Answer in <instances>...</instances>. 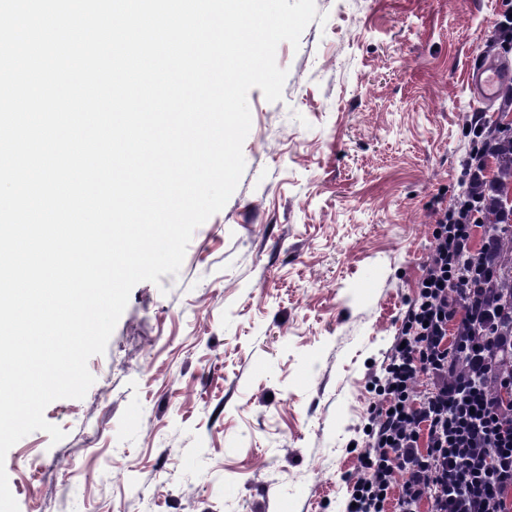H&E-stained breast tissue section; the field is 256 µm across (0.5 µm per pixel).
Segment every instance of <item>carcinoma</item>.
<instances>
[{"mask_svg": "<svg viewBox=\"0 0 512 512\" xmlns=\"http://www.w3.org/2000/svg\"><path fill=\"white\" fill-rule=\"evenodd\" d=\"M504 125L494 124L485 138L489 144L487 155L494 160V179L482 188L479 203L481 223L486 230L497 231L500 224L512 225V138L504 135ZM500 266L490 282L503 300L512 302V231L499 235Z\"/></svg>", "mask_w": 512, "mask_h": 512, "instance_id": "carcinoma-1", "label": "carcinoma"}]
</instances>
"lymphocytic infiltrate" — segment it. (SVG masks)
<instances>
[{"mask_svg": "<svg viewBox=\"0 0 512 512\" xmlns=\"http://www.w3.org/2000/svg\"><path fill=\"white\" fill-rule=\"evenodd\" d=\"M486 123L467 128L469 155L451 205L433 208L432 248L396 342L375 382L344 512H512L511 309L488 280L495 235L471 247L484 175Z\"/></svg>", "mask_w": 512, "mask_h": 512, "instance_id": "lymphocytic-infiltrate-1", "label": "lymphocytic infiltrate"}]
</instances>
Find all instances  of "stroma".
Wrapping results in <instances>:
<instances>
[{
	"label": "stroma",
	"instance_id": "1",
	"mask_svg": "<svg viewBox=\"0 0 512 512\" xmlns=\"http://www.w3.org/2000/svg\"><path fill=\"white\" fill-rule=\"evenodd\" d=\"M248 93L245 171L178 275L137 284L65 433L7 453L19 512H340L350 445L453 196L469 63L512 0H315Z\"/></svg>",
	"mask_w": 512,
	"mask_h": 512
}]
</instances>
